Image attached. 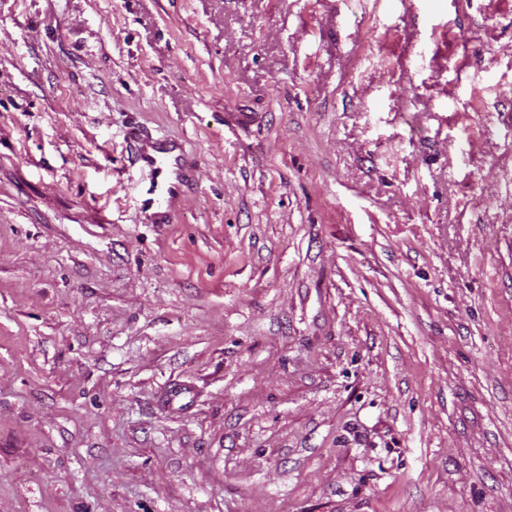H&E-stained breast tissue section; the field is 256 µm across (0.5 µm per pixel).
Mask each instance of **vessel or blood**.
Listing matches in <instances>:
<instances>
[{
  "label": "vessel or blood",
  "instance_id": "1",
  "mask_svg": "<svg viewBox=\"0 0 512 512\" xmlns=\"http://www.w3.org/2000/svg\"><path fill=\"white\" fill-rule=\"evenodd\" d=\"M129 140L136 162L150 173V185L141 201L148 221L171 223L175 201L194 182L195 168L178 144L138 128L130 131Z\"/></svg>",
  "mask_w": 512,
  "mask_h": 512
}]
</instances>
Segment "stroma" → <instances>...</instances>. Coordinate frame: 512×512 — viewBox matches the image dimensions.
Instances as JSON below:
<instances>
[{
    "label": "stroma",
    "mask_w": 512,
    "mask_h": 512,
    "mask_svg": "<svg viewBox=\"0 0 512 512\" xmlns=\"http://www.w3.org/2000/svg\"><path fill=\"white\" fill-rule=\"evenodd\" d=\"M0 512H512V0H0ZM129 140L136 162L151 177L141 208L151 224H170L175 201L195 181L196 169L178 144L139 128L130 131Z\"/></svg>",
    "instance_id": "35a3bbf8"
}]
</instances>
